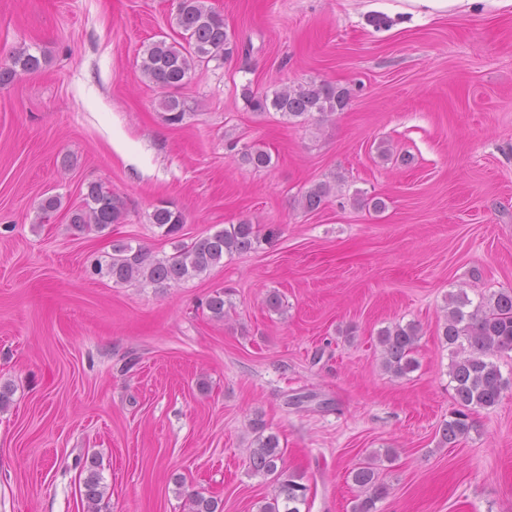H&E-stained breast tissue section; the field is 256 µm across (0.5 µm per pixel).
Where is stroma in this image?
Listing matches in <instances>:
<instances>
[{"instance_id":"stroma-1","label":"stroma","mask_w":512,"mask_h":512,"mask_svg":"<svg viewBox=\"0 0 512 512\" xmlns=\"http://www.w3.org/2000/svg\"><path fill=\"white\" fill-rule=\"evenodd\" d=\"M208 3L237 50L196 64L175 92L191 116L172 125L138 63L143 44L180 40L177 0H0V65L22 45L42 60L0 87V512H83L94 459L100 512H183L195 491L256 512L275 489L250 465L258 419L309 487L300 512H351L350 473L373 455L376 512H512L511 351L500 403L457 443L440 432L448 294L512 289V12L400 29L362 0ZM309 81L351 89L348 106L293 125L242 96ZM233 141L270 167L239 164ZM321 181L335 193L304 211ZM92 183L125 217L80 233L68 212ZM162 200L180 239L148 220ZM243 219L255 250L195 278L89 272L114 241L169 256ZM219 288L220 321L205 307ZM396 323L420 330L401 378L378 343Z\"/></svg>"}]
</instances>
